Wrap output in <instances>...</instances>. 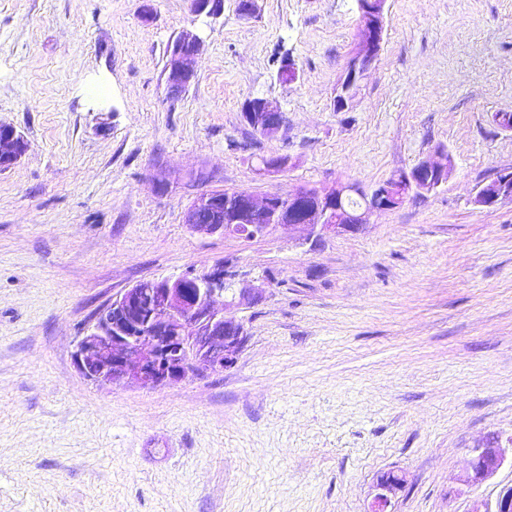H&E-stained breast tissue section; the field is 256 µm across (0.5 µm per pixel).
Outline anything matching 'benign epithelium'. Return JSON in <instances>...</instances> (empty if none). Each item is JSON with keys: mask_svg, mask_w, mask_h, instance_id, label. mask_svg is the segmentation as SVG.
<instances>
[{"mask_svg": "<svg viewBox=\"0 0 512 512\" xmlns=\"http://www.w3.org/2000/svg\"><path fill=\"white\" fill-rule=\"evenodd\" d=\"M222 0H194L195 16L217 14ZM360 37L348 65L340 77L334 99L336 111L347 110L360 82L381 51L385 31L386 0H357ZM202 40L182 33L170 48L167 65L168 88L173 93L185 89L196 75ZM247 124L262 136L279 132L285 125L277 101L253 97L243 105ZM28 149L24 137L12 126L0 124V166L8 167ZM450 160L426 158L394 180L370 190L356 183L339 184L329 190L299 189L287 195L258 196L249 191L232 192L224 202V192L198 197L185 215V223L202 234L234 233L245 238L254 233L252 221L268 214L267 236L282 228L306 233L349 231L369 223L377 212L398 208L412 194L431 192L448 179ZM350 194L364 198L356 211L344 207ZM512 200V170H502L480 186L473 202L490 208ZM224 298V309L215 306ZM263 291L251 285L237 286L224 273V265L208 270H189L178 276L153 279L147 287L137 284L104 308L96 322L76 346L75 360L80 373L100 386L134 385L156 389L182 381L195 364L200 372L233 366L246 341L241 322L229 319L224 311L255 304ZM503 449L477 448L468 461L466 478L478 484L502 464ZM404 479L393 472L381 476L379 493L371 512H388L391 495L402 488Z\"/></svg>", "mask_w": 512, "mask_h": 512, "instance_id": "7a95c632", "label": "benign epithelium"}]
</instances>
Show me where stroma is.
<instances>
[{"instance_id":"1","label":"stroma","mask_w":512,"mask_h":512,"mask_svg":"<svg viewBox=\"0 0 512 512\" xmlns=\"http://www.w3.org/2000/svg\"><path fill=\"white\" fill-rule=\"evenodd\" d=\"M238 5L0 0V123L28 143L0 168V512H369L392 471L391 512H489L512 463L463 476L473 449L512 446V202L473 198L512 168L493 120L512 113V0H387L345 112L356 0ZM185 31L202 58L173 95ZM254 96L278 102L277 135L245 122ZM440 150L444 184L356 232L185 222L207 192L368 189ZM218 263L264 291L228 312L233 367L157 389L82 376L76 343L116 295ZM201 49V38L192 32H183L173 42L167 65V83L171 92H181L193 80L201 59Z\"/></svg>"}]
</instances>
